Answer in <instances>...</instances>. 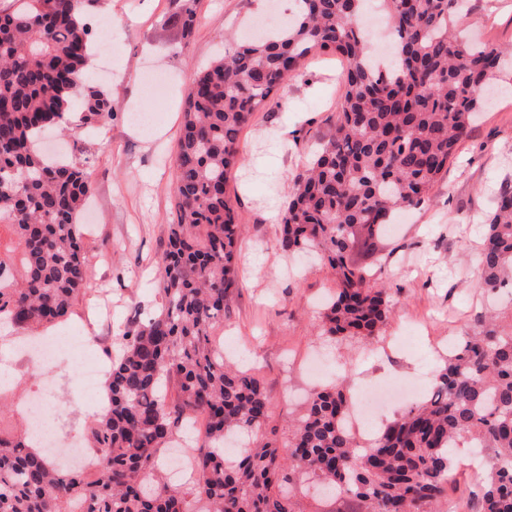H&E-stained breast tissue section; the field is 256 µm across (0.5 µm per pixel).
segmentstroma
Segmentation results:
<instances>
[{"label": "stroma", "instance_id": "obj_1", "mask_svg": "<svg viewBox=\"0 0 512 512\" xmlns=\"http://www.w3.org/2000/svg\"><path fill=\"white\" fill-rule=\"evenodd\" d=\"M112 17V58L95 54L91 73L116 100L111 120L72 126L66 138L47 135L43 150L93 161L95 210L83 229L87 288L59 335L72 339L51 369L52 429L59 442L81 441L96 419L103 382L84 387V364L109 368L114 336L161 303L155 263L175 215L171 183L185 91L194 71L224 51L225 33L270 13L267 0H199L198 21L180 39L170 0H106ZM464 37L512 47V0H470L456 22ZM343 61L318 53L304 63L239 135L242 167L226 185L241 226L237 288L224 302L225 356L256 374L271 401L268 437L285 441L289 418L304 397L336 376L349 359L354 389L369 383L394 388L377 412L385 426L433 384L448 343L472 335L475 315L493 307L501 327L512 326V301L479 283L483 224L502 185H512V62L495 76L501 97L480 112L458 143L454 160L418 208L398 213L388 234L350 253L371 266L391 290L394 315L381 342L337 344L320 333L321 314L336 280L331 269L278 247L289 181L318 140L329 135L344 90ZM417 331L408 351L384 349L390 337Z\"/></svg>", "mask_w": 512, "mask_h": 512}]
</instances>
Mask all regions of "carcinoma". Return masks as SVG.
Segmentation results:
<instances>
[{
	"mask_svg": "<svg viewBox=\"0 0 512 512\" xmlns=\"http://www.w3.org/2000/svg\"><path fill=\"white\" fill-rule=\"evenodd\" d=\"M299 2L276 34L228 40L224 56L196 71L188 87L175 218L158 260L162 304L117 335L110 407L87 431L94 468L57 465L30 437L0 430V512H301L299 498L312 486L340 501L336 512H437L463 438L490 451L487 475L470 496L473 512H512V332L493 317L448 351L432 394L368 448L343 424L346 369L311 393L283 444L257 441L271 402L214 340L236 277L240 226L226 184L243 164L239 134L309 56L345 60L344 93L333 133L293 179L279 248L313 253L335 271L322 327L341 341L375 339L393 312L389 289L348 253L360 238L382 235L394 211L426 201L504 57L497 45L453 33L463 0H379L395 36L392 67L382 71L357 22L369 0ZM174 3L182 32H191L198 0ZM104 4L15 0L0 10V227L12 235L11 256L0 254V320L19 328L64 320L86 287L79 217L92 164L55 163L35 139L112 117V95L78 79L97 36L86 17ZM480 283L490 292L512 285L508 186L486 224ZM198 412L205 421L196 478L175 487L161 480L156 460Z\"/></svg>",
	"mask_w": 512,
	"mask_h": 512,
	"instance_id": "obj_1",
	"label": "carcinoma"
}]
</instances>
